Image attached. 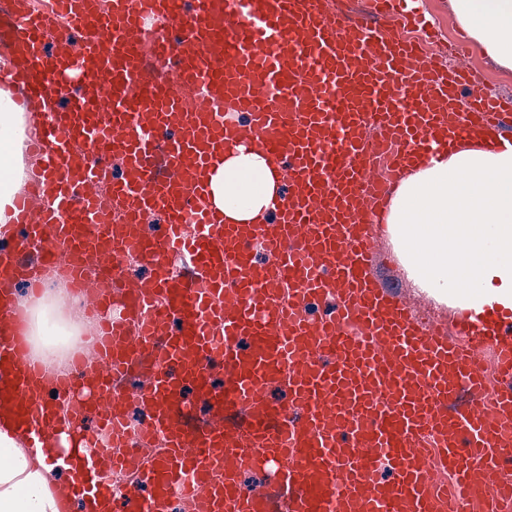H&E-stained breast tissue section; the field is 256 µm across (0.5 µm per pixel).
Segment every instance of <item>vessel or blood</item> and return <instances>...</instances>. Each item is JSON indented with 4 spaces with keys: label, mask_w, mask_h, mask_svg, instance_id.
<instances>
[{
    "label": "vessel or blood",
    "mask_w": 512,
    "mask_h": 512,
    "mask_svg": "<svg viewBox=\"0 0 512 512\" xmlns=\"http://www.w3.org/2000/svg\"><path fill=\"white\" fill-rule=\"evenodd\" d=\"M416 0H10L24 63L10 82L43 121L35 196L14 229L37 252L0 247V276L38 283L65 260L94 289L92 370L51 375L15 332L0 333V406L31 439L51 433L49 396L72 427L65 468L78 495L125 512H503L512 505V307L465 289L427 322L393 287L379 242L391 186L434 146L487 134L512 150V100L445 76ZM174 57L142 88L146 52ZM263 152L283 187L265 224H230L209 175L228 149ZM120 156L121 176L92 151ZM112 186L104 206L99 184ZM167 221L141 237L145 215ZM264 258H257L256 248ZM153 267L126 282L119 258ZM190 261L173 277L169 262ZM149 357L148 388L122 382ZM224 385L213 388V368ZM214 418L187 422V386ZM279 402L266 397L269 388ZM138 401L149 418L128 427ZM95 416L98 435L83 430ZM265 470L262 489L245 473Z\"/></svg>",
    "instance_id": "obj_1"
}]
</instances>
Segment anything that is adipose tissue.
Returning a JSON list of instances; mask_svg holds the SVG:
<instances>
[{"mask_svg": "<svg viewBox=\"0 0 512 512\" xmlns=\"http://www.w3.org/2000/svg\"><path fill=\"white\" fill-rule=\"evenodd\" d=\"M452 16L481 53L512 71V0H448ZM32 128L9 90L0 88V237L14 218L24 177L23 153ZM281 176L257 149L228 151L211 175L214 205L234 224H261L280 189ZM384 221L405 249L422 288L487 282L494 297L512 305V151L466 142L417 164L396 185ZM27 339L50 356L47 341L67 334L68 320L48 296L26 310ZM53 443L28 447L9 414H0V512H61L71 484L61 481Z\"/></svg>", "mask_w": 512, "mask_h": 512, "instance_id": "adipose-tissue-1", "label": "adipose tissue"}]
</instances>
